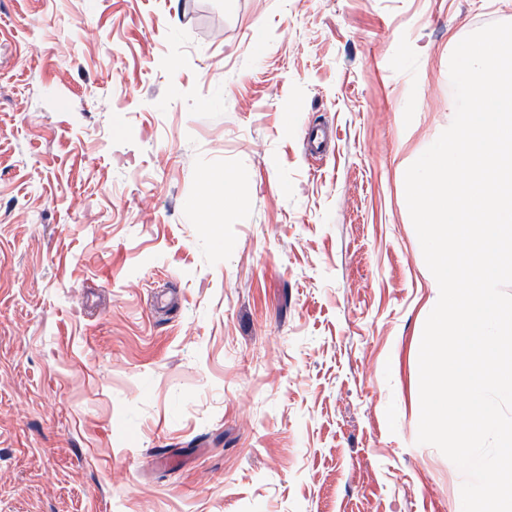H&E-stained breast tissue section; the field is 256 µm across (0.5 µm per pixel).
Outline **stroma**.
Segmentation results:
<instances>
[{
	"mask_svg": "<svg viewBox=\"0 0 512 512\" xmlns=\"http://www.w3.org/2000/svg\"><path fill=\"white\" fill-rule=\"evenodd\" d=\"M494 22L512 0H0V512H462L417 441L403 175Z\"/></svg>",
	"mask_w": 512,
	"mask_h": 512,
	"instance_id": "1",
	"label": "stroma"
}]
</instances>
